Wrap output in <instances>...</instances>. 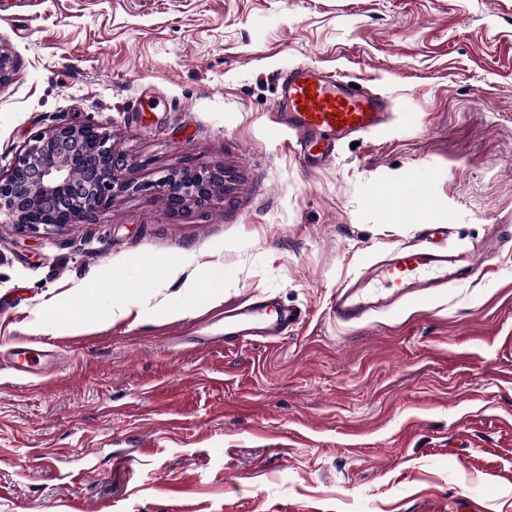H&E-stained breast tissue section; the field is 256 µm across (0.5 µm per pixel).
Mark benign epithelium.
<instances>
[{"mask_svg":"<svg viewBox=\"0 0 512 512\" xmlns=\"http://www.w3.org/2000/svg\"><path fill=\"white\" fill-rule=\"evenodd\" d=\"M123 166L112 134L95 125H57L30 139L0 170V223L22 232H60L92 223L113 197L130 190L160 192L174 213L224 194L222 170L183 169L135 184L123 179Z\"/></svg>","mask_w":512,"mask_h":512,"instance_id":"obj_1","label":"benign epithelium"}]
</instances>
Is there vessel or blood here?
<instances>
[{"instance_id": "vessel-or-blood-1", "label": "vessel or blood", "mask_w": 512, "mask_h": 512, "mask_svg": "<svg viewBox=\"0 0 512 512\" xmlns=\"http://www.w3.org/2000/svg\"><path fill=\"white\" fill-rule=\"evenodd\" d=\"M384 97L359 88L342 74L310 65H296L280 73L274 110L307 161H333L340 143L353 135L381 130L391 119ZM341 112L343 125L329 115ZM448 230L427 225L419 239L395 249L375 268L336 291L331 312L337 322L355 323L370 314L397 307L402 302L429 296L448 280L482 272L499 250L500 239L491 238L464 256L450 254L444 242ZM295 310L270 301H245L224 312V337L245 342L256 337L282 336L298 321Z\"/></svg>"}]
</instances>
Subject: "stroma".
I'll return each mask as SVG.
<instances>
[{
  "instance_id": "35a3bbf8",
  "label": "stroma",
  "mask_w": 512,
  "mask_h": 512,
  "mask_svg": "<svg viewBox=\"0 0 512 512\" xmlns=\"http://www.w3.org/2000/svg\"><path fill=\"white\" fill-rule=\"evenodd\" d=\"M0 49L1 168L88 123L144 186L58 233L0 224V512H512V236L429 301L329 313L425 225L452 251L512 225V0H0ZM293 64L392 121L309 167L272 112ZM190 167L224 195L178 215L149 185ZM217 258L223 302H151L146 263L206 289ZM249 297L301 318L221 343Z\"/></svg>"
}]
</instances>
